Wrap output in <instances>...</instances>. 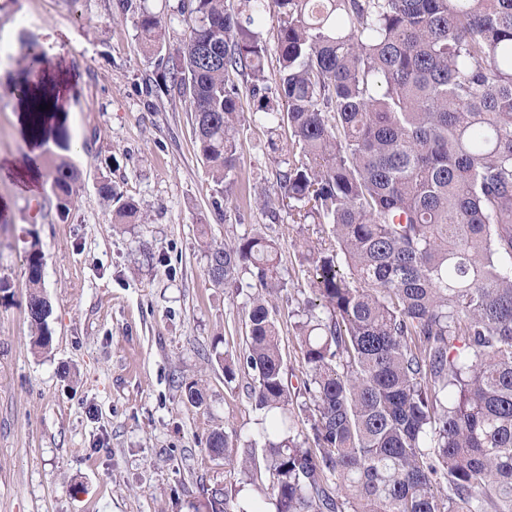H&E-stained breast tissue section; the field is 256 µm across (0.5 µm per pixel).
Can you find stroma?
<instances>
[{"instance_id":"obj_1","label":"stroma","mask_w":512,"mask_h":512,"mask_svg":"<svg viewBox=\"0 0 512 512\" xmlns=\"http://www.w3.org/2000/svg\"><path fill=\"white\" fill-rule=\"evenodd\" d=\"M23 30L49 57L30 94L66 114L82 179L64 214L49 186L34 201L0 177V512H209L225 493L270 512L264 466L246 474L207 449L218 428L258 451L263 441L252 371L238 367L229 382L215 359L245 345L246 296L211 281L206 245L257 232L275 240L288 296L273 304L285 372L299 380L295 324L313 296L305 255L328 230L293 223L279 196L287 127L255 120L249 79L234 75L239 161L220 200L188 107L151 92L153 66L115 0H0V160L28 149L10 92ZM104 180L143 223L112 224ZM34 242L52 308L45 353L27 312ZM194 382L198 404L185 394Z\"/></svg>"}]
</instances>
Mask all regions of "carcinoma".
<instances>
[{
  "label": "carcinoma",
  "instance_id": "cac0c4a2",
  "mask_svg": "<svg viewBox=\"0 0 512 512\" xmlns=\"http://www.w3.org/2000/svg\"><path fill=\"white\" fill-rule=\"evenodd\" d=\"M279 19V84L266 94L259 28ZM137 49L154 64L156 94H177L218 192L237 166L238 87L247 74L254 116L288 126L282 195L295 224H326L334 244L311 254L316 300L297 325L307 367L285 377L269 297L287 288L275 241L253 234L210 245L209 278L243 273L239 355L216 356L224 376L253 372L263 461L274 512H512V0H178L188 28L140 0H119ZM44 58L23 44L25 80ZM29 129L46 149L61 211L80 171L65 122ZM112 223L139 218L112 182L99 187ZM44 258L27 254L35 346L51 343L41 300ZM310 423L299 440L295 419ZM207 447L237 460V435Z\"/></svg>",
  "mask_w": 512,
  "mask_h": 512
}]
</instances>
